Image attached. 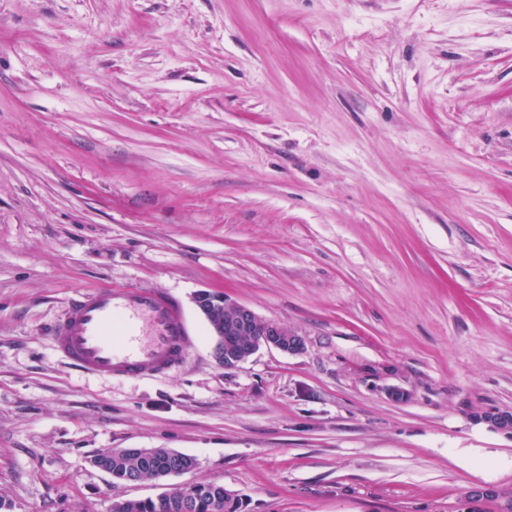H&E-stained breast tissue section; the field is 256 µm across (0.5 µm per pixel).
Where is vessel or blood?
<instances>
[{"label":"vessel or blood","mask_w":512,"mask_h":512,"mask_svg":"<svg viewBox=\"0 0 512 512\" xmlns=\"http://www.w3.org/2000/svg\"><path fill=\"white\" fill-rule=\"evenodd\" d=\"M188 340L189 329L174 298L131 289L73 298L52 331L53 346L68 364L112 379L177 368Z\"/></svg>","instance_id":"1"}]
</instances>
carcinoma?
<instances>
[{"instance_id": "cac0c4a2", "label": "carcinoma", "mask_w": 512, "mask_h": 512, "mask_svg": "<svg viewBox=\"0 0 512 512\" xmlns=\"http://www.w3.org/2000/svg\"><path fill=\"white\" fill-rule=\"evenodd\" d=\"M172 454L174 451L165 448L124 449L112 455L101 453L92 464L108 471L112 483L122 485L134 472L145 480L166 472ZM191 499L188 510L182 493L172 489L156 499L127 498L116 512H239L238 499L220 485L199 483Z\"/></svg>"}]
</instances>
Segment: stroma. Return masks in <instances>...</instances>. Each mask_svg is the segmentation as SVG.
I'll return each instance as SVG.
<instances>
[{
	"mask_svg": "<svg viewBox=\"0 0 512 512\" xmlns=\"http://www.w3.org/2000/svg\"><path fill=\"white\" fill-rule=\"evenodd\" d=\"M119 287L180 303L176 370L55 352L70 300ZM201 291L303 351L219 365ZM492 408L512 411V0H0L13 512L167 491L113 485L109 448L186 454L181 482L240 512H502Z\"/></svg>",
	"mask_w": 512,
	"mask_h": 512,
	"instance_id": "obj_1",
	"label": "stroma"
}]
</instances>
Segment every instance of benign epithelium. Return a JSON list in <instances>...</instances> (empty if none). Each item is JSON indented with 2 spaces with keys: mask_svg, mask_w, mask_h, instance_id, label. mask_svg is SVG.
I'll list each match as a JSON object with an SVG mask.
<instances>
[{
  "mask_svg": "<svg viewBox=\"0 0 512 512\" xmlns=\"http://www.w3.org/2000/svg\"><path fill=\"white\" fill-rule=\"evenodd\" d=\"M194 304L209 325L214 358L226 367L247 361L264 347L284 353L304 348L303 339L278 321L263 318L224 294L200 292ZM479 420L512 437V413L488 411Z\"/></svg>",
  "mask_w": 512,
  "mask_h": 512,
  "instance_id": "1",
  "label": "benign epithelium"
}]
</instances>
